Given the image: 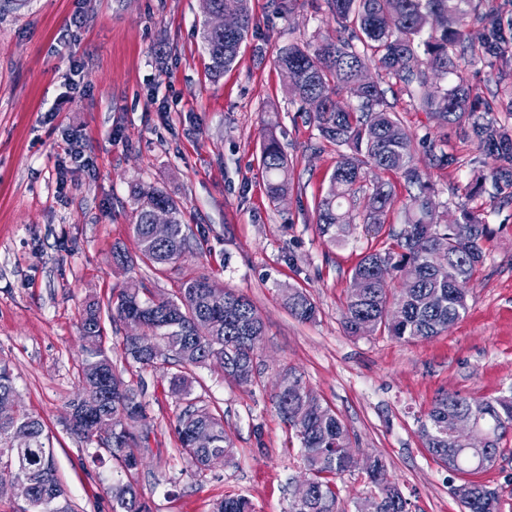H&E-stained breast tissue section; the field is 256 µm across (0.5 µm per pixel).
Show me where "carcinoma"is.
Wrapping results in <instances>:
<instances>
[{
  "instance_id": "carcinoma-1",
  "label": "carcinoma",
  "mask_w": 512,
  "mask_h": 512,
  "mask_svg": "<svg viewBox=\"0 0 512 512\" xmlns=\"http://www.w3.org/2000/svg\"><path fill=\"white\" fill-rule=\"evenodd\" d=\"M210 4L218 11L230 7L237 15L235 27L227 33L210 29L206 22L201 28L209 71L219 77L234 64L256 22L251 0H210ZM325 4L336 22V39L291 41L279 47L275 57L286 83L297 88L299 111L307 122L323 140L345 148L325 195L314 203L316 223L333 243L342 241L353 206L361 208L364 223L378 227L387 223L394 187L382 179L364 187L368 169L399 176L407 192L403 227L393 234V245L367 252L352 270L351 282L361 286L362 293L347 295L343 325L352 336L380 331L406 342L427 340L468 312L467 284L485 260L493 229L482 214L463 202L457 204L460 216L456 223H441L434 188L414 162L413 136L392 111L380 81L365 88L358 82L374 64L387 79L401 84L436 123L467 129L476 148L495 165L489 175L475 176L466 195L482 193L489 179L496 195L512 199V126L479 111L471 87L462 82L446 85L448 75L462 65L506 59L512 52V20L505 21L491 11L478 12L475 0H325ZM470 19L482 29L476 42L467 31ZM339 95L349 99L348 109L341 112L334 105ZM259 162L267 176L268 197L276 203L288 195L291 182L288 158L274 137L263 142ZM132 199L131 231L140 260L158 270L174 268L191 249L180 206L167 192L154 187H132ZM158 208L170 214L173 224L166 243L154 241L151 235L152 215ZM397 276L402 288L395 293L389 281ZM208 282L204 276L187 277L168 297L131 286L105 305L89 303L81 313L82 391L67 407L81 400L93 404L100 423L111 412L131 410L107 444L124 473L112 486L113 512H150L138 490L135 467L149 434L134 431L133 424L144 417L145 407L113 365L112 348L104 336V315L115 325L136 324L122 342L126 358L143 367H177L169 378V392L187 401L175 432L189 467L207 466L214 452L233 453L224 414L191 398V373L210 367L220 370L230 383L250 382L246 375L256 369L264 325L248 297L234 291L213 297ZM284 305L302 323L316 319V305L298 288L284 291ZM394 306L403 312L398 322L390 318ZM154 339L171 352L162 361L144 347ZM284 372L291 382L275 395V407L299 442L309 484L303 505H292L289 512H345L335 479L348 471L343 452L352 447L350 430L295 370L289 367ZM11 398H18L14 379L9 367L0 364V402ZM458 412L480 417L489 435L485 447L464 450L451 439L449 424ZM200 427L213 432L214 447L189 446L191 434ZM70 430L86 442L102 444L81 415ZM419 432L424 447L446 470L456 476L474 474L483 469L482 458L495 459L501 454L503 440L512 433V389L480 399L445 393L421 419ZM45 439L42 419L22 406L13 413L0 412V464L9 462L22 475L30 501L24 512H73L56 475L54 449ZM367 475L373 490L355 502V512H408L407 499L387 478L381 458L373 457ZM458 488L463 490L458 495L463 512H498V489L466 479ZM212 512H254V506L247 497L236 495L216 502Z\"/></svg>"
}]
</instances>
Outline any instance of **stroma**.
<instances>
[{"label":"stroma","instance_id":"1","mask_svg":"<svg viewBox=\"0 0 512 512\" xmlns=\"http://www.w3.org/2000/svg\"><path fill=\"white\" fill-rule=\"evenodd\" d=\"M287 15L251 0L257 25L235 64L214 79L199 28L202 0H7L0 5V362L8 363L21 405L41 416L58 477L75 512H112L118 478L107 449L66 430V403L81 388L80 312L129 284L169 295L183 276H208L250 298L265 334L254 382L231 385L221 372L195 371L194 396L220 407L232 460L188 470L174 425L184 401L161 371L128 366L125 326H107L115 367L142 389L150 431L138 486L151 512H211L228 495L249 497L256 512H287L290 483L305 471L297 444L272 398L283 367L349 427L359 457H381L409 512H462L451 475L419 437V420L444 392L489 398L512 389V203L490 192L469 199L494 231L487 257L468 284V313L428 340L348 335L343 310L352 269L381 247L401 219L376 229L353 211L344 240L329 242L315 224L339 155L305 123L274 59L293 38L332 39L324 0H294ZM493 100L512 87L508 65L478 62L461 74ZM387 99L405 129L428 138L456 162L414 161L434 187L443 223L457 198L488 173L464 130L440 127L399 86ZM273 133L290 163L292 189L279 203L266 194L258 160ZM77 138L90 164L69 161L57 145ZM157 187L180 205L183 221L205 237L203 251L164 273L138 263L131 233L132 185ZM135 263L120 267L113 248ZM315 302V322L283 305V290ZM498 488L500 512H512V436L476 476Z\"/></svg>","mask_w":512,"mask_h":512}]
</instances>
